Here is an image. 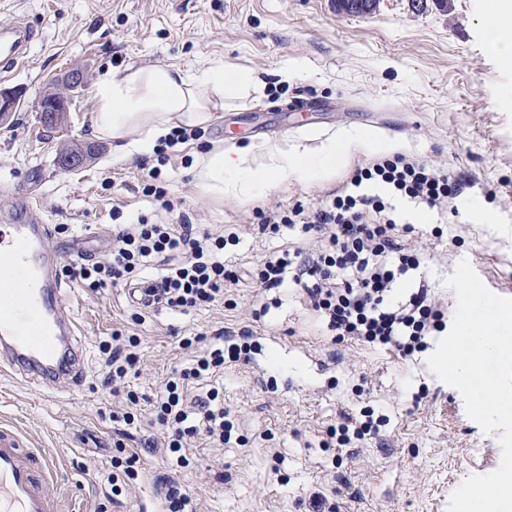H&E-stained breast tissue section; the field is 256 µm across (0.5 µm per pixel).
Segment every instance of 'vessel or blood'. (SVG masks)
<instances>
[{
  "mask_svg": "<svg viewBox=\"0 0 512 512\" xmlns=\"http://www.w3.org/2000/svg\"><path fill=\"white\" fill-rule=\"evenodd\" d=\"M40 30L19 19L0 28V74L22 62ZM36 199L0 217V371L25 375L52 389L59 381L78 386L86 353L70 337L55 256L46 246L48 227L30 217ZM55 457L28 447L19 430L0 423V512H53L48 487L57 476Z\"/></svg>",
  "mask_w": 512,
  "mask_h": 512,
  "instance_id": "vessel-or-blood-1",
  "label": "vessel or blood"
}]
</instances>
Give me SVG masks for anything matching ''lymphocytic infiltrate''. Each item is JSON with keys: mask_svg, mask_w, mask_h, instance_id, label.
Wrapping results in <instances>:
<instances>
[{"mask_svg": "<svg viewBox=\"0 0 512 512\" xmlns=\"http://www.w3.org/2000/svg\"><path fill=\"white\" fill-rule=\"evenodd\" d=\"M350 184V190L314 211L297 204L264 217L262 230L277 233L300 227L303 236L317 241L318 249L277 251L265 259L252 281L267 290L289 281L303 285L312 308L327 319L337 339L390 346L410 356L424 348L425 336L445 329L444 312L425 280L406 284L409 272L421 265L420 254L409 242L413 228L397 226L386 211L384 195L370 193L369 187L379 184L388 194L438 209L461 194L463 182L396 154L356 168ZM238 243L233 232L216 235L185 221L151 224L142 219L119 225L107 258H83L65 265L63 272L95 290L142 280L144 271L155 264L161 274L146 281L151 295L170 310L186 312L216 301L225 282L239 281V274L224 264L226 248ZM137 345L132 336L123 343L103 345L108 371L102 386L109 395L120 396L126 379L139 375ZM251 351L247 341L217 344L198 355L192 366L173 369L156 400L161 434L144 438L143 447L176 454L200 435L218 446L230 440L233 425L224 418L218 391L191 403L188 385L225 361L248 359Z\"/></svg>", "mask_w": 512, "mask_h": 512, "instance_id": "obj_1", "label": "lymphocytic infiltrate"}]
</instances>
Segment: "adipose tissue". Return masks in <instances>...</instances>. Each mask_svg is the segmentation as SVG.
Returning a JSON list of instances; mask_svg holds the SVG:
<instances>
[{
  "label": "adipose tissue",
  "mask_w": 512,
  "mask_h": 512,
  "mask_svg": "<svg viewBox=\"0 0 512 512\" xmlns=\"http://www.w3.org/2000/svg\"><path fill=\"white\" fill-rule=\"evenodd\" d=\"M480 29L485 50L503 68L512 70V0H481ZM229 79L220 62L198 74L178 66H139L121 75L104 76L94 94V134L115 141L117 159L149 153L174 130L206 124L223 110ZM230 80L249 88L255 85L246 71ZM298 165V158L289 156L284 147L270 148L266 162L260 163L250 149L217 144L195 152L191 174L204 195L220 199L239 176L269 186L285 179Z\"/></svg>",
  "instance_id": "1"
}]
</instances>
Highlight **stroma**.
<instances>
[{
  "label": "stroma",
  "mask_w": 512,
  "mask_h": 512,
  "mask_svg": "<svg viewBox=\"0 0 512 512\" xmlns=\"http://www.w3.org/2000/svg\"><path fill=\"white\" fill-rule=\"evenodd\" d=\"M478 16L479 0H378L363 15L338 11L336 0H0V26L23 17L42 31L23 66L0 79V91L20 97L11 124L0 127V184L41 200L49 249L69 261L67 248L81 237L102 259L114 225L154 218L157 204L143 187L155 167L192 224L241 236L224 256L242 271L240 282L186 313L132 305L122 283L94 291L63 278L87 352L82 384L46 391L0 374V423L64 464L53 488L59 512H157L154 480L163 473L189 488L194 512H311L317 496L329 512H446L467 476L499 466L496 435L483 433L460 393L427 368L436 336L409 358L340 342L301 287L265 291L247 276L272 252L314 246L286 229L261 233V213L315 207L356 167L404 153L465 181L447 209L391 201L398 223L415 229L422 272L446 317L455 298L443 280L464 258L490 290L512 297V101L503 96L512 71L484 52ZM214 61L231 73L254 71L265 88L225 97L222 118L169 148L166 164L153 155L116 160L112 142L95 140L90 117L102 75L131 66L194 72ZM75 67L86 69V86L65 124L45 127L38 102ZM220 140L258 155L284 145L305 167L275 186H253L249 197L214 199L189 168L194 151ZM334 140L347 143V155L323 178L311 165ZM69 142L96 143L99 154L63 171L55 157ZM244 331L251 361L226 362L188 391L194 400L219 390L234 424L229 443L195 438L185 467L176 455L138 449L137 438L159 430L155 400L171 370L191 366L217 333ZM116 332L139 341L141 374L126 383L133 404L101 386L100 344ZM183 337L193 338L191 348H180ZM369 410L382 420L379 435L340 444L341 425L364 422ZM127 411L137 419L127 448L142 465L129 492L114 498L112 416Z\"/></svg>",
  "instance_id": "stroma-1"
}]
</instances>
